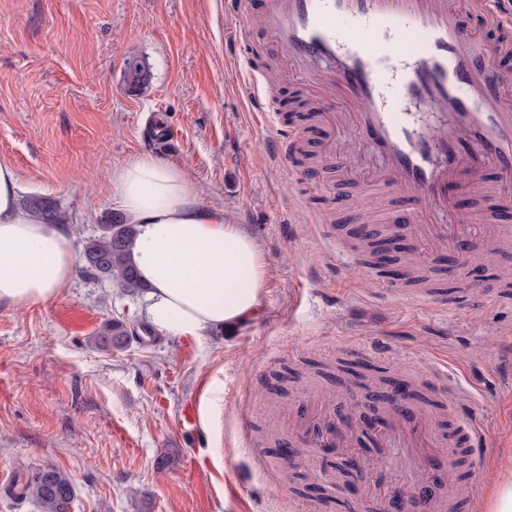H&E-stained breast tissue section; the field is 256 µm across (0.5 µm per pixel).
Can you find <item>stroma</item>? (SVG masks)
I'll return each mask as SVG.
<instances>
[{"label": "stroma", "instance_id": "stroma-1", "mask_svg": "<svg viewBox=\"0 0 512 512\" xmlns=\"http://www.w3.org/2000/svg\"><path fill=\"white\" fill-rule=\"evenodd\" d=\"M133 57L151 72L137 91L124 78ZM258 58L285 62L257 27L226 20L224 0H0V156L26 195L67 213L75 246L116 210L102 190L113 167L150 155L253 236L266 267L256 314L199 336L150 330L142 291L81 267L48 303L0 304V512H38L5 488L49 467L72 480L70 512H348L351 490L406 487L399 454L375 448L278 461L284 416L304 411L307 390L337 422L367 412V389L337 381L341 360L439 375L455 404L437 432L456 448V484L432 485L429 503L476 512L512 477V307L488 299L512 249L493 254L462 306L439 273L420 304L357 274L339 227L381 223L362 194L376 170L342 136L334 166H279L277 128L307 127L271 100L268 117L251 112L238 86ZM112 320L127 324L123 348L95 341Z\"/></svg>", "mask_w": 512, "mask_h": 512}]
</instances>
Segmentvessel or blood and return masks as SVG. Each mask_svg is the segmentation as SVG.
Here are the masks:
<instances>
[{"mask_svg": "<svg viewBox=\"0 0 512 512\" xmlns=\"http://www.w3.org/2000/svg\"><path fill=\"white\" fill-rule=\"evenodd\" d=\"M225 16L239 27L258 24L287 54L293 79L339 94L341 111L319 110L345 128L382 174L366 182L369 195L415 202L401 232L415 250L434 251L467 239L476 255L512 238L510 224L464 223L448 203V186L469 187L480 200L512 195V106L503 89L512 78L495 64V50H479L455 0H268L252 21L245 0H225ZM241 93L254 111L265 109L266 87L251 78ZM496 168L498 183L484 180ZM384 448L402 449L423 472L426 451L441 447L432 429L379 421ZM302 447H339L343 436L325 414L304 426Z\"/></svg>", "mask_w": 512, "mask_h": 512, "instance_id": "b4317fda", "label": "vessel or blood"}]
</instances>
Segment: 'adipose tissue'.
Instances as JSON below:
<instances>
[{"mask_svg":"<svg viewBox=\"0 0 512 512\" xmlns=\"http://www.w3.org/2000/svg\"><path fill=\"white\" fill-rule=\"evenodd\" d=\"M21 189L0 158V303L18 309L53 300L77 268L72 239L19 205ZM108 191L135 226L132 262L160 333L199 334L255 314L266 275L259 247L223 212L204 209L185 173L143 156L116 169Z\"/></svg>","mask_w":512,"mask_h":512,"instance_id":"adipose-tissue-1","label":"adipose tissue"}]
</instances>
